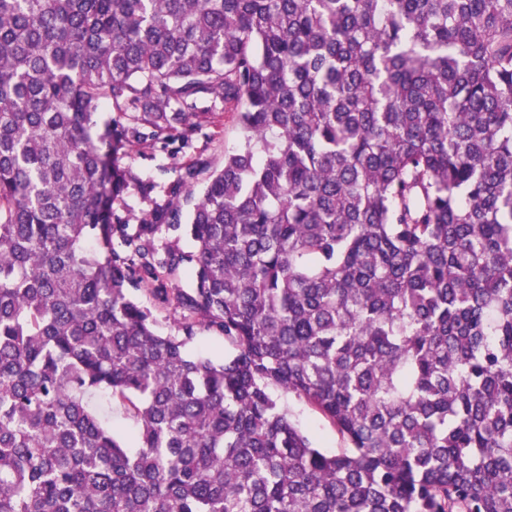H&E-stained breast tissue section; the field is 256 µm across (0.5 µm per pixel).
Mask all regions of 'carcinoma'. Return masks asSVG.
I'll return each mask as SVG.
<instances>
[{
    "label": "carcinoma",
    "instance_id": "cac0c4a2",
    "mask_svg": "<svg viewBox=\"0 0 512 512\" xmlns=\"http://www.w3.org/2000/svg\"><path fill=\"white\" fill-rule=\"evenodd\" d=\"M199 94L242 144L161 252L98 113ZM0 512H512V0H0ZM135 296L145 305L152 308L157 319V329L160 333L164 335H178L177 316L174 315L171 309L159 304L154 305V302L140 291L135 292ZM187 349L192 355L221 360L224 357V340L213 336L210 331L200 330L197 333V338L187 346ZM279 406L288 412L292 422L306 434L315 446L328 454L346 450V442L337 432L333 423L319 410L292 394L279 389L273 390ZM103 414L109 425L120 433L131 432L134 428L133 420L123 406L117 404L105 406L103 407Z\"/></svg>",
    "mask_w": 512,
    "mask_h": 512
}]
</instances>
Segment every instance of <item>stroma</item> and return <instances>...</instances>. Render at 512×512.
Masks as SVG:
<instances>
[{"label": "stroma", "mask_w": 512, "mask_h": 512, "mask_svg": "<svg viewBox=\"0 0 512 512\" xmlns=\"http://www.w3.org/2000/svg\"><path fill=\"white\" fill-rule=\"evenodd\" d=\"M129 137L134 145L128 160L134 180L119 211L128 223L144 224L153 222L157 213L174 209L188 215L194 192L212 171L223 167L224 153L237 145L240 133L236 112L230 108L218 123L199 130H181L159 139L151 128L134 126ZM273 396L315 446L329 454L345 450V440L319 410L278 389Z\"/></svg>", "instance_id": "35a3bbf8"}]
</instances>
